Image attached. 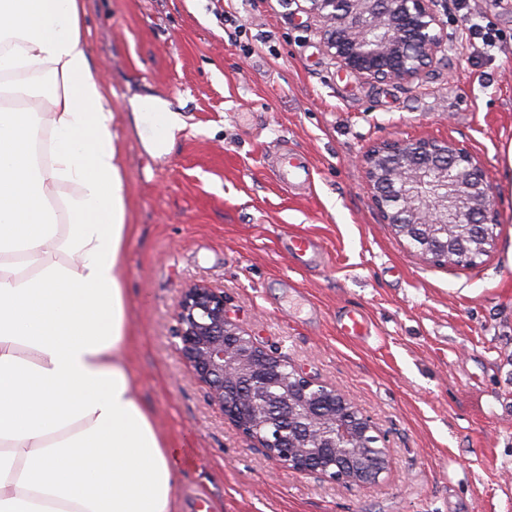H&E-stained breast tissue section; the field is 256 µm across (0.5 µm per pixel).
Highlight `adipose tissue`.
<instances>
[{
	"label": "adipose tissue",
	"instance_id": "1",
	"mask_svg": "<svg viewBox=\"0 0 512 512\" xmlns=\"http://www.w3.org/2000/svg\"><path fill=\"white\" fill-rule=\"evenodd\" d=\"M50 77L47 109L34 111ZM147 153L183 127L169 101ZM83 0H0V512H176L183 445L134 391L127 173Z\"/></svg>",
	"mask_w": 512,
	"mask_h": 512
}]
</instances>
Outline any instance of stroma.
Returning <instances> with one entry per match:
<instances>
[{
  "label": "stroma",
  "instance_id": "obj_1",
  "mask_svg": "<svg viewBox=\"0 0 512 512\" xmlns=\"http://www.w3.org/2000/svg\"><path fill=\"white\" fill-rule=\"evenodd\" d=\"M466 4L445 0L448 57L423 80L369 84L339 68L296 0H84L113 111L155 95L185 122L160 158L142 146L151 121L117 127L136 226L128 368L185 446L180 512H512V0ZM473 23L498 30L491 53ZM406 138L453 140L486 167L499 224L477 266L424 262L372 207L358 160ZM287 150L309 160L308 188L279 182ZM293 234L320 258L289 256ZM195 284L223 290L258 345L374 423L391 457L375 483L294 472L225 419L175 346ZM347 308L371 320L368 339L337 333Z\"/></svg>",
  "mask_w": 512,
  "mask_h": 512
}]
</instances>
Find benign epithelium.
I'll use <instances>...</instances> for the list:
<instances>
[{
	"mask_svg": "<svg viewBox=\"0 0 512 512\" xmlns=\"http://www.w3.org/2000/svg\"><path fill=\"white\" fill-rule=\"evenodd\" d=\"M327 52L345 71L372 83L411 84L423 79L448 50L439 0H306ZM361 167L372 206L394 235L425 262L464 266L465 253L493 245L459 236L464 225L499 223L484 165L454 141L385 140L371 146ZM175 337L193 376L209 388L211 402L255 446L283 466L348 486L376 482L389 465L387 451L364 454L356 476L322 461L336 450L379 441L371 421L335 387L288 366L259 347L224 311V292L196 284L180 297ZM301 407L298 438L284 450L280 423Z\"/></svg>",
	"mask_w": 512,
	"mask_h": 512,
	"instance_id": "benign-epithelium-1",
	"label": "benign epithelium"
}]
</instances>
